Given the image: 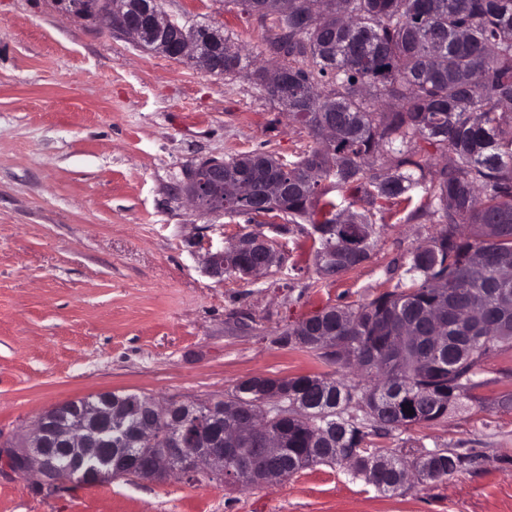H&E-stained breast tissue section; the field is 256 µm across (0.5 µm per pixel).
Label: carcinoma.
Listing matches in <instances>:
<instances>
[{"instance_id":"carcinoma-1","label":"carcinoma","mask_w":512,"mask_h":512,"mask_svg":"<svg viewBox=\"0 0 512 512\" xmlns=\"http://www.w3.org/2000/svg\"><path fill=\"white\" fill-rule=\"evenodd\" d=\"M235 2L260 17L272 7ZM277 24L269 49L288 69V112L313 146L294 161L260 149L224 160V176L256 191L264 173L287 183L274 211L228 198L224 212L310 222L316 265L334 258L336 275L369 258L374 229L363 213H337L322 198L323 181L371 205L422 188L441 224L411 252L407 281L288 329L295 344L339 369L356 368L365 381L281 379L288 409H275L268 431L284 442L287 476L351 463L379 489L398 473L378 468L389 455L368 447L364 419L406 429L444 418L481 385L486 356L512 348V0H288ZM248 69L224 44V74ZM325 124L335 127L326 142ZM425 144L448 156L430 179ZM319 319L334 327L327 344L305 339ZM270 399L240 382L224 405ZM332 429L336 452H314L317 432ZM411 464L438 481L466 459L448 449Z\"/></svg>"}]
</instances>
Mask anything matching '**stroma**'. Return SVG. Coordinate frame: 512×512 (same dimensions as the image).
Returning <instances> with one entry per match:
<instances>
[{
  "label": "stroma",
  "mask_w": 512,
  "mask_h": 512,
  "mask_svg": "<svg viewBox=\"0 0 512 512\" xmlns=\"http://www.w3.org/2000/svg\"><path fill=\"white\" fill-rule=\"evenodd\" d=\"M162 6L277 65L273 18L230 0ZM310 144L247 78L204 75L54 0H0V447L22 445L51 405L101 391L215 402L255 375H335L288 342L289 327L405 280L410 253L438 230L428 196L369 205L323 183L375 229L368 260L327 277L309 224L207 213L183 191L204 159L259 148L291 159ZM258 233L279 265L248 282L209 273L208 250ZM482 379L461 412L370 431L371 446L408 458L471 457L440 481L412 475L382 493L349 467L318 465L250 487L127 476L37 492L0 468V512H512V349L487 358Z\"/></svg>",
  "instance_id": "stroma-1"
}]
</instances>
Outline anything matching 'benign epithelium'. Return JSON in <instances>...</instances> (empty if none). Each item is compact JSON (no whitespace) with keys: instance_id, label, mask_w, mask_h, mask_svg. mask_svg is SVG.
<instances>
[{"instance_id":"obj_1","label":"benign epithelium","mask_w":512,"mask_h":512,"mask_svg":"<svg viewBox=\"0 0 512 512\" xmlns=\"http://www.w3.org/2000/svg\"><path fill=\"white\" fill-rule=\"evenodd\" d=\"M64 13L84 19L104 20L112 32L135 39L139 44L168 59L180 58L205 75H224V33L220 27L190 31L168 17L160 0H55ZM224 160L202 161L187 177L185 193L199 209L224 211ZM219 249L208 253L207 266L214 277L226 274L224 257ZM279 262L277 253L267 251L253 264L231 269L233 276L250 280ZM195 407L177 401L163 408L154 403L112 396L110 391L94 398L68 401L41 414L29 442L20 448L0 450V462L11 471L37 474V487L63 490L71 482L96 485L130 474L144 479L164 478L181 472L192 478H208L224 472V461L238 462L236 482L257 478L242 448L224 447V435L203 443L197 434V422L182 419L176 413ZM146 411L157 422L142 426L134 436L124 429L127 417ZM271 412L264 407L238 419L233 436L241 442L260 443L271 458L281 449L268 440L263 425ZM163 441L162 453L154 457L147 469L132 471L128 460L139 454L133 444L152 445Z\"/></svg>"}]
</instances>
